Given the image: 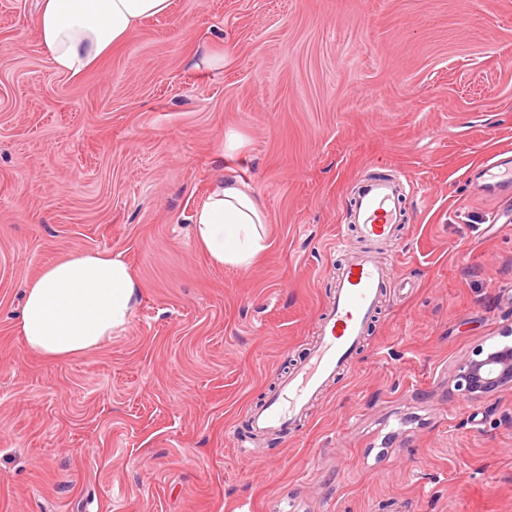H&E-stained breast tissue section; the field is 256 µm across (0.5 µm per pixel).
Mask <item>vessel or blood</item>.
I'll return each mask as SVG.
<instances>
[{"label": "vessel or blood", "mask_w": 512, "mask_h": 512, "mask_svg": "<svg viewBox=\"0 0 512 512\" xmlns=\"http://www.w3.org/2000/svg\"><path fill=\"white\" fill-rule=\"evenodd\" d=\"M473 177L486 194L512 191V153L492 156ZM401 196L396 179L372 175L360 179L350 221L357 226L363 248L340 269L335 295L321 316L306 359L281 379L272 397L252 410V433L287 435L324 387L352 363L383 297L387 274L376 254L398 232Z\"/></svg>", "instance_id": "vessel-or-blood-1"}]
</instances>
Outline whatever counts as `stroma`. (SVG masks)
<instances>
[{
	"mask_svg": "<svg viewBox=\"0 0 512 512\" xmlns=\"http://www.w3.org/2000/svg\"><path fill=\"white\" fill-rule=\"evenodd\" d=\"M36 2L0 0V512H512V388L456 387L512 345V193L469 182L512 150V0H172L79 79ZM367 173L408 186L364 345L287 437L249 439L360 247ZM228 175L268 215L246 268L192 232ZM88 250L122 253L134 318L46 360L23 292Z\"/></svg>",
	"mask_w": 512,
	"mask_h": 512,
	"instance_id": "stroma-1",
	"label": "stroma"
}]
</instances>
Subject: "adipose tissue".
Returning <instances> with one entry per match:
<instances>
[{"mask_svg":"<svg viewBox=\"0 0 512 512\" xmlns=\"http://www.w3.org/2000/svg\"><path fill=\"white\" fill-rule=\"evenodd\" d=\"M35 31L53 68L83 76L171 0H39ZM267 214L237 178L214 185L194 214V236L219 266L245 268L268 248ZM139 289L122 254L83 251L43 268L29 283L17 330L26 347L60 361L85 356L125 332Z\"/></svg>","mask_w":512,"mask_h":512,"instance_id":"1","label":"adipose tissue"}]
</instances>
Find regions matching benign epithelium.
Instances as JSON below:
<instances>
[{
  "instance_id": "benign-epithelium-1",
  "label": "benign epithelium",
  "mask_w": 512,
  "mask_h": 512,
  "mask_svg": "<svg viewBox=\"0 0 512 512\" xmlns=\"http://www.w3.org/2000/svg\"><path fill=\"white\" fill-rule=\"evenodd\" d=\"M457 387L467 395L479 398L485 394L512 387V346L492 351L480 350L464 363L457 375Z\"/></svg>"
}]
</instances>
